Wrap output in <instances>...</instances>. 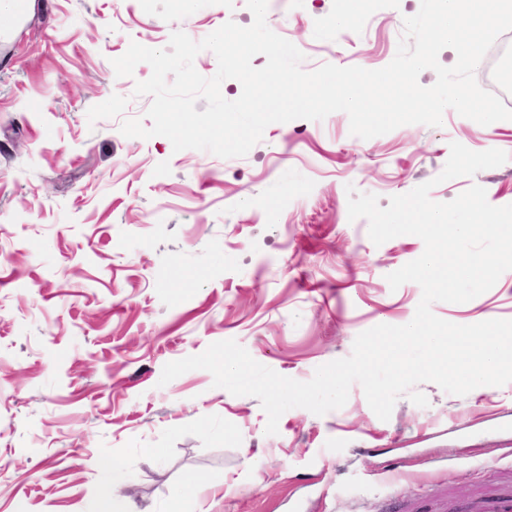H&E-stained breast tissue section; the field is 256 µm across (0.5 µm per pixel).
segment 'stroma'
<instances>
[{"label":"stroma","instance_id":"35a3bbf8","mask_svg":"<svg viewBox=\"0 0 512 512\" xmlns=\"http://www.w3.org/2000/svg\"><path fill=\"white\" fill-rule=\"evenodd\" d=\"M342 0H268L270 29L304 55L379 69L421 0L378 9L364 37L332 23ZM246 0H15L0 37V512H91L96 461L117 459L136 512H164L188 478L206 480L182 512H447L512 484V383L456 396L431 382L389 420L360 384L344 407L287 410L266 434L258 399L214 387L205 370L160 385L163 367L233 339L302 382L348 357L358 334L409 323L418 284L388 274L418 258L413 235L374 245L349 221L347 186L380 206L438 176L456 141L512 155V120L487 127L448 111L368 140L345 112L269 125L246 156L174 151L123 136L145 118L150 77H117L130 43L199 41ZM512 204V164L436 185H471ZM433 313L468 325L512 320V277ZM251 452L257 464H246Z\"/></svg>","mask_w":512,"mask_h":512}]
</instances>
